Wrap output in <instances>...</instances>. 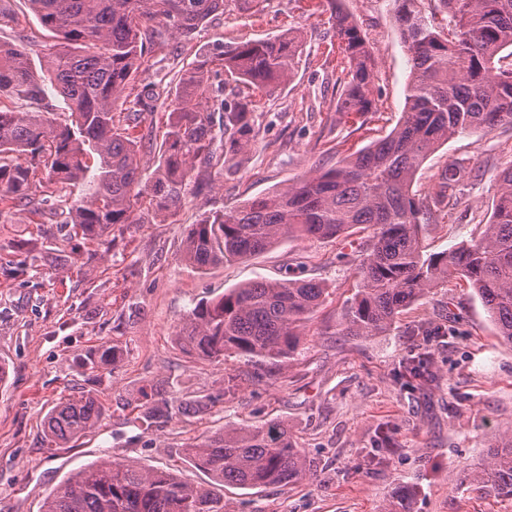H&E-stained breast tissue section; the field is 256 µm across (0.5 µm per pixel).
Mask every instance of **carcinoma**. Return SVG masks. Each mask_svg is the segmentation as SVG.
Instances as JSON below:
<instances>
[{
  "label": "carcinoma",
  "instance_id": "obj_1",
  "mask_svg": "<svg viewBox=\"0 0 512 512\" xmlns=\"http://www.w3.org/2000/svg\"><path fill=\"white\" fill-rule=\"evenodd\" d=\"M58 43L35 74L25 47L0 41V97L15 94L37 108L0 105V201L68 205L67 235L102 237L134 223L144 196L165 217L176 214L196 171L229 172L254 137L252 102L236 86L273 89L290 81L300 35L224 45L200 53L176 77L165 139L149 183H143L145 136L120 124L129 102L153 109L158 97L122 98L158 44L190 41L224 0H28ZM446 24L419 0H395L394 24L410 55L405 110L384 138L336 166L192 225L183 249L201 271L258 254L286 235L334 239L368 231L355 258L358 284L341 316L346 336H373L434 288L463 281L481 299L498 335L512 342V166L499 175L491 220L466 245L426 255L421 226L456 196L460 171L447 169L419 197L415 178L430 154L450 139L512 124V0H436ZM332 5L338 48L347 63L336 111L372 110L377 59L358 22ZM64 113L40 109L47 90ZM327 288L313 280H265L198 303L177 333L183 350L211 360L255 364L290 361L301 330ZM106 413L96 394L56 404L46 419L54 445L78 440ZM185 457L208 475L189 486L169 472L101 456L48 496L41 512H224L219 488L292 484L306 474L302 449L281 421L226 426L199 438ZM463 481L512 498V437L491 446L489 461Z\"/></svg>",
  "mask_w": 512,
  "mask_h": 512
}]
</instances>
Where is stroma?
I'll return each instance as SVG.
<instances>
[{"label": "stroma", "instance_id": "1", "mask_svg": "<svg viewBox=\"0 0 512 512\" xmlns=\"http://www.w3.org/2000/svg\"><path fill=\"white\" fill-rule=\"evenodd\" d=\"M378 60L373 111H337L344 67L327 0H266L262 11L226 0L191 43L154 50L138 84L170 82L200 50L300 32L290 82L251 96L254 138L234 173L212 168L190 185L174 217L137 208L114 241H63L66 216L43 207L0 208V512H39L75 470L101 455L189 484L205 481L185 458L196 438L224 426L287 424L306 460L297 484L228 486L224 512H383L403 490L412 512H512V499L460 485L484 466L491 443L512 437V344L498 336L471 289L449 282L405 309L384 332L346 336L340 319L354 292L361 237H282L267 250L201 272L183 258L191 224L335 166L388 135L405 106L409 53L393 22L392 0H341ZM26 36L33 63L49 45L26 0H0V39ZM512 166V125L451 139L425 162L413 189L429 194L439 174L463 170L456 199L422 231L427 252L470 241L488 223L500 172ZM313 279L329 294L302 329L287 364L258 368L211 361L181 348L176 331L203 300L249 281ZM429 328L426 336L417 327ZM441 335H434V328ZM104 351L112 363L90 369ZM428 354V382L405 383L402 365ZM168 401L151 423L135 419L144 394ZM97 393L107 412L77 441L52 449L45 434L58 402ZM211 397L201 415L180 404Z\"/></svg>", "mask_w": 512, "mask_h": 512}]
</instances>
